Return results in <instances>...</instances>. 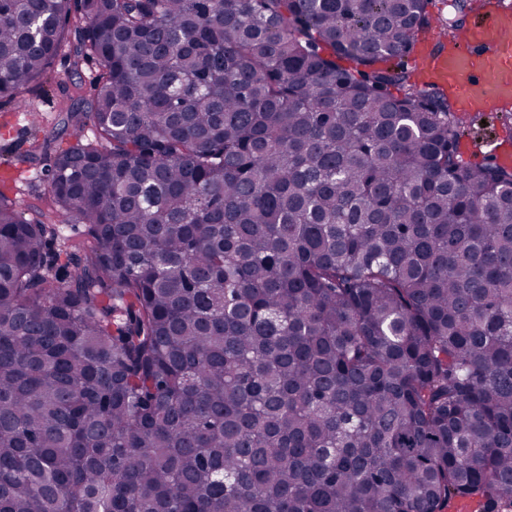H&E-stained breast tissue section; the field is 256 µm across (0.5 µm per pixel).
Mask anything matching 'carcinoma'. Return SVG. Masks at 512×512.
<instances>
[{
	"mask_svg": "<svg viewBox=\"0 0 512 512\" xmlns=\"http://www.w3.org/2000/svg\"><path fill=\"white\" fill-rule=\"evenodd\" d=\"M430 6L0 0V102L99 66L52 211L0 190V512L512 506V167L403 63Z\"/></svg>",
	"mask_w": 512,
	"mask_h": 512,
	"instance_id": "obj_1",
	"label": "carcinoma"
}]
</instances>
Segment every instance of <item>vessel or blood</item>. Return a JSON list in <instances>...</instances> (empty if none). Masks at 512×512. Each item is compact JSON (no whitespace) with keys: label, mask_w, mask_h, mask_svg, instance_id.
<instances>
[{"label":"vessel or blood","mask_w":512,"mask_h":512,"mask_svg":"<svg viewBox=\"0 0 512 512\" xmlns=\"http://www.w3.org/2000/svg\"><path fill=\"white\" fill-rule=\"evenodd\" d=\"M415 67L448 87L465 111H483L491 101L512 109V12L490 10L445 52L420 56Z\"/></svg>","instance_id":"1"}]
</instances>
